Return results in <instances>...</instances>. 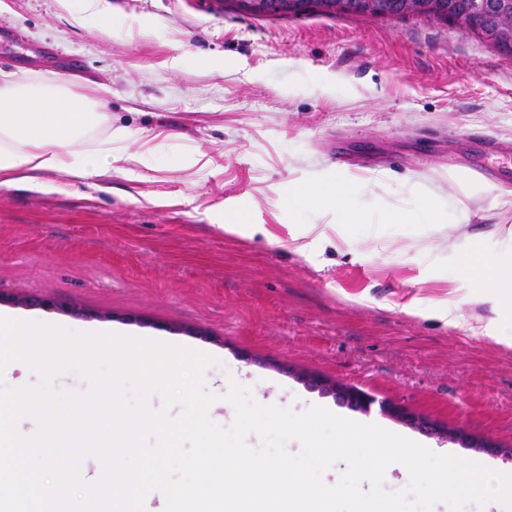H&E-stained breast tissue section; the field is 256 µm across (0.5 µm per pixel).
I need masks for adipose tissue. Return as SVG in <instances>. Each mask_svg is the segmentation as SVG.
<instances>
[{
	"instance_id": "1",
	"label": "adipose tissue",
	"mask_w": 512,
	"mask_h": 512,
	"mask_svg": "<svg viewBox=\"0 0 512 512\" xmlns=\"http://www.w3.org/2000/svg\"><path fill=\"white\" fill-rule=\"evenodd\" d=\"M107 119L102 102L50 81L24 83L0 72V183H31L49 172L87 178L111 167V138L84 145L88 132ZM462 264L474 287L512 297V261L473 249Z\"/></svg>"
}]
</instances>
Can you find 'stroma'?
<instances>
[{"label": "stroma", "instance_id": "stroma-1", "mask_svg": "<svg viewBox=\"0 0 512 512\" xmlns=\"http://www.w3.org/2000/svg\"><path fill=\"white\" fill-rule=\"evenodd\" d=\"M106 101L112 170L0 185V308L217 358L295 412L473 451L299 380L357 386L512 447V323L463 255L512 253V55L421 18L254 15L218 0H0V72ZM507 152L494 184L474 136ZM339 187L343 206L293 204ZM243 215L253 231L225 233ZM59 295L75 317L24 306ZM460 323L449 325L442 310Z\"/></svg>", "mask_w": 512, "mask_h": 512}]
</instances>
